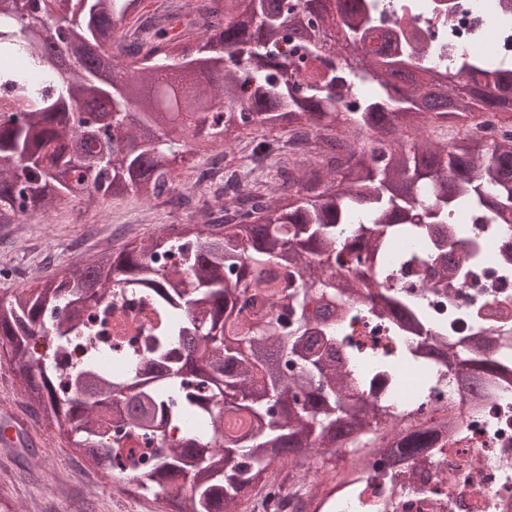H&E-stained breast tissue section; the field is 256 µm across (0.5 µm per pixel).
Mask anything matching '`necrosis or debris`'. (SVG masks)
I'll use <instances>...</instances> for the list:
<instances>
[{"label": "necrosis or debris", "mask_w": 512, "mask_h": 512, "mask_svg": "<svg viewBox=\"0 0 512 512\" xmlns=\"http://www.w3.org/2000/svg\"><path fill=\"white\" fill-rule=\"evenodd\" d=\"M389 51L419 57L429 45L444 49L448 63L470 55L512 56V0H498L488 13L485 0H382ZM511 224H485L474 238L482 272L473 288H427L434 317L452 331L449 343L466 352L474 336L493 328V356L512 364V318L497 316L512 307V280L501 282L502 240ZM411 384L428 383L433 400L448 405L457 419L451 435L436 439L428 457L395 468L378 467L360 478L359 493L342 492L335 512H512V378L484 376L485 396L473 403L467 389L433 363L406 370Z\"/></svg>", "instance_id": "obj_1"}]
</instances>
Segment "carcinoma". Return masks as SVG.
<instances>
[{
  "label": "carcinoma",
  "instance_id": "obj_1",
  "mask_svg": "<svg viewBox=\"0 0 512 512\" xmlns=\"http://www.w3.org/2000/svg\"><path fill=\"white\" fill-rule=\"evenodd\" d=\"M145 2L0 0V224L61 198L131 192L194 201L201 220L0 297V353L26 411L115 476L116 493L133 488L166 512H238L257 489L306 481L313 454L333 490L355 483L336 467L340 452L392 464L418 455L454 418L425 427L413 411L351 402L353 390L391 396L395 365L346 334L363 315L395 336L426 330L409 359L448 364V326L398 269L420 263L461 286L477 257L457 245L473 230L450 215L512 224V66L469 58L452 75L435 48L421 63L375 51L365 76L377 91L342 112L339 90L358 74L320 34L359 45L377 0H336L333 17L321 0H259L256 13L246 0L189 13L175 2L164 14ZM398 73L408 81L393 83ZM481 112L500 118L493 139L477 129ZM258 127L277 131L247 144V158L269 159L263 170L206 183L200 168L212 198L176 191L193 145L230 146ZM403 238L425 252L398 249ZM362 293L369 304L349 306ZM125 294L153 319L116 376L85 318ZM123 438L157 441L130 486L114 471Z\"/></svg>",
  "mask_w": 512,
  "mask_h": 512
}]
</instances>
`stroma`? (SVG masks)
Listing matches in <instances>:
<instances>
[{
	"label": "stroma",
	"mask_w": 512,
	"mask_h": 512,
	"mask_svg": "<svg viewBox=\"0 0 512 512\" xmlns=\"http://www.w3.org/2000/svg\"><path fill=\"white\" fill-rule=\"evenodd\" d=\"M169 212L135 196L96 200L81 196L47 205L0 227V289L36 286L41 276L61 271L73 260L88 261L105 248L120 249L171 224ZM33 449L8 461L0 452V486H14L17 512H67L73 497L95 512H155L146 498H119L111 484L86 463L74 462L52 432L31 430Z\"/></svg>",
	"instance_id": "1"
}]
</instances>
